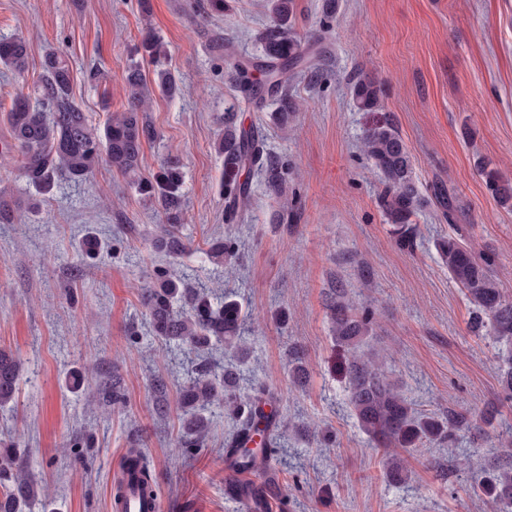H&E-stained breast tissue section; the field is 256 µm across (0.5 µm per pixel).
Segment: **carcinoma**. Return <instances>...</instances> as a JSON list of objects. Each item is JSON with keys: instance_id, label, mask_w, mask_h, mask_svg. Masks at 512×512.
I'll use <instances>...</instances> for the list:
<instances>
[{"instance_id": "obj_1", "label": "carcinoma", "mask_w": 512, "mask_h": 512, "mask_svg": "<svg viewBox=\"0 0 512 512\" xmlns=\"http://www.w3.org/2000/svg\"><path fill=\"white\" fill-rule=\"evenodd\" d=\"M295 8V0H270L274 25L262 36L265 63H235L234 80L240 92L256 95L266 89L278 94L275 118L281 125L296 112L295 103L288 98L294 69L310 63L302 51L301 39L292 32ZM134 55L141 56V60H130L123 73L127 107L109 114L101 129L89 123L74 100L73 70L68 59L54 51L44 55L33 94L16 96L7 113L13 141L10 151L17 154L14 178L48 196L65 183L89 178L104 164L124 176L163 215L165 225L154 240V248L177 255L188 245L183 233L182 164L177 157L167 156L153 178L145 180L140 173L144 145L159 138L146 115L153 92L157 89L175 97L182 88L165 68L166 44L152 29H145ZM146 63L152 66V80L144 69ZM0 65L18 74L28 70L29 45L23 37L0 34ZM351 95L359 111L373 113L381 108L384 88L369 76L358 77L351 83ZM215 148L224 156L220 192L224 195L226 221H240L249 206L253 188L250 178L242 177L244 169L261 167L271 192L282 193L286 166L265 152L258 130L245 125L234 103L224 108V135ZM361 151L381 176L383 189L377 203L400 246L413 248L414 217L425 204L435 201L446 209L451 233L438 240L439 257L450 279L473 306L472 329H483L496 342L509 346L500 385L505 398L512 401V299L502 293L494 272L495 257L475 252L465 240L457 224L462 207L454 193L442 184L434 185L427 196L420 192L411 154L391 117L379 118L365 128ZM477 169L497 204L512 210V182L485 161L478 162ZM234 250V242L217 239L204 255L222 263L233 256ZM143 304L155 335L191 351L218 345L229 354L226 363L195 369L181 386V447L194 448L203 443L213 424L212 409L220 408L236 424L225 443L233 449L234 463L254 469L267 465L274 453L272 434L286 423L279 414V394L263 385L247 395L238 393L240 366L251 354L246 337L241 335L243 314L239 303L226 295L223 302L215 304L208 293L185 288L180 280L159 270L143 294ZM329 309L336 343L346 351L343 371L347 403L370 442L409 451L442 444L457 431L476 427V420L462 415L450 413L443 420L415 409L405 388L393 380L386 361L363 349L374 321L369 312H359L345 300V289L332 290ZM20 371L18 356L0 349V406L15 401ZM386 471L396 483L406 480L405 461L397 454L387 459ZM0 484V512H25L37 501L48 506L43 486L32 478L12 449L0 453ZM276 488L275 481L264 483L262 489L243 487L237 497L249 512H259L265 503L264 490L273 492ZM478 489L497 505L512 509V469L502 468L483 477Z\"/></svg>"}]
</instances>
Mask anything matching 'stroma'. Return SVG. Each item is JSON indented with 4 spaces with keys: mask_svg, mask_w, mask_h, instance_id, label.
<instances>
[{
    "mask_svg": "<svg viewBox=\"0 0 512 512\" xmlns=\"http://www.w3.org/2000/svg\"><path fill=\"white\" fill-rule=\"evenodd\" d=\"M150 2L145 16L138 0H0V32L30 47L25 74L0 68V148L10 142L5 109L31 92L49 47L68 57L73 96L96 127L127 103L122 73L145 26L167 42L184 89L175 99L154 94L148 118L162 138L145 145L141 174L153 176L164 154L179 155L190 252L155 251L162 215L107 166L46 201L0 168V208L14 217L0 223V349L23 361L17 398L0 409V449L17 448L48 488L49 510L31 512H110L114 467L129 448L147 458L161 512H246L226 492V415L202 447L178 450L179 389L201 359L149 327L142 290L159 268L241 303L254 343L239 390L259 382L284 395L288 426L271 463L279 495L268 512H496L473 484L512 467V447L499 445L512 426L502 346L470 327L472 306L436 249L449 232L441 211L418 212L414 251L392 236L377 205L381 182L360 151L369 117L355 107L350 83L361 74L383 83V112L410 150L419 188L439 181L453 190L468 243L494 253L512 296V211L497 205L474 167L483 156L512 180V0H338L326 30L323 0H296L294 30L320 55L324 76H294L288 93L299 110L284 129L271 120L275 102L237 99L230 62L209 46L217 33L240 58L261 57L266 0H232L203 25L188 0ZM92 65L104 73L96 85L83 77ZM234 100L245 124L261 127L269 151L287 161L288 181L278 198L264 173L252 171L248 217L228 224L215 144ZM89 229L108 244L94 258L79 247ZM216 238L237 242L232 264L203 259ZM338 285L355 307L373 311L371 343L391 358L419 410L479 417L457 446L407 454L408 479L398 485L385 476L389 449L369 442L346 404L327 307ZM292 349L308 371L297 390ZM75 369L82 386L74 392L64 379ZM114 384L124 397L118 406L105 395Z\"/></svg>",
    "mask_w": 512,
    "mask_h": 512,
    "instance_id": "1",
    "label": "stroma"
}]
</instances>
